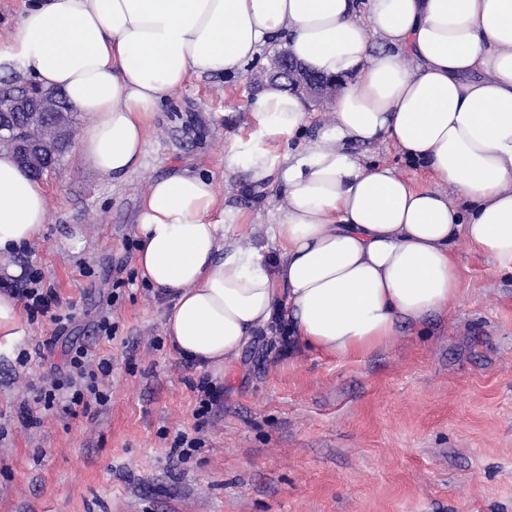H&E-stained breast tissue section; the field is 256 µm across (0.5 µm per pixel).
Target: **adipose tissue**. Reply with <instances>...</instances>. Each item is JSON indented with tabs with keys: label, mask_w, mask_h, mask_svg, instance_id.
<instances>
[{
	"label": "adipose tissue",
	"mask_w": 512,
	"mask_h": 512,
	"mask_svg": "<svg viewBox=\"0 0 512 512\" xmlns=\"http://www.w3.org/2000/svg\"><path fill=\"white\" fill-rule=\"evenodd\" d=\"M343 89L334 120L289 154L308 109L269 88L229 158L249 186L286 198L268 261L230 245L213 182L176 174L139 202L134 265L172 295L165 335L222 377L287 299L300 345L339 359L388 346L460 294L457 240L512 266V0H32L0 68L21 67L84 113L78 155L100 174L134 172L159 106L191 77L235 74L263 45ZM390 143L457 201L417 186L363 147ZM45 184L0 151V255L36 241Z\"/></svg>",
	"instance_id": "obj_1"
}]
</instances>
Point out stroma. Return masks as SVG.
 <instances>
[{"mask_svg": "<svg viewBox=\"0 0 512 512\" xmlns=\"http://www.w3.org/2000/svg\"><path fill=\"white\" fill-rule=\"evenodd\" d=\"M281 49L175 91L125 177L73 152L45 175L49 221L0 270L40 272L73 319L59 340L36 316L0 351V512H512V271L465 241L458 300L352 360L288 351L272 325L232 378L209 380L165 337L172 302L134 268L139 200L156 179L206 175L241 244L277 257L266 228L280 187L245 186L225 159L251 134L259 75ZM70 336L112 362L97 379L106 403L72 415L38 399L68 376ZM29 411L40 425L24 426ZM181 433L200 445L180 458Z\"/></svg>", "mask_w": 512, "mask_h": 512, "instance_id": "stroma-1", "label": "stroma"}]
</instances>
